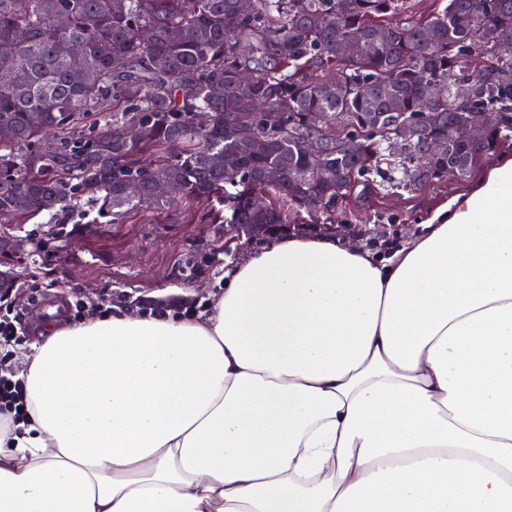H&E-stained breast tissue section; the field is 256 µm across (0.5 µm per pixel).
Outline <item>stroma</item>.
I'll list each match as a JSON object with an SVG mask.
<instances>
[{
    "mask_svg": "<svg viewBox=\"0 0 512 512\" xmlns=\"http://www.w3.org/2000/svg\"><path fill=\"white\" fill-rule=\"evenodd\" d=\"M491 163L479 159L470 176L450 178L419 192L386 182L355 192L336 211L337 236L353 235L366 247L386 250L409 226L464 192ZM208 202L132 215L122 224L68 219L59 239L27 260L28 277L12 304L0 307L15 324L16 344L39 339L47 311L61 307L69 321L88 316L89 306H121L142 312L153 305L203 310L210 293L224 285L233 256L222 249L223 229L210 223Z\"/></svg>",
    "mask_w": 512,
    "mask_h": 512,
    "instance_id": "obj_1",
    "label": "stroma"
}]
</instances>
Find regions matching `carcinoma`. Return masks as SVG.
<instances>
[{"label":"carcinoma","instance_id":"carcinoma-1","mask_svg":"<svg viewBox=\"0 0 512 512\" xmlns=\"http://www.w3.org/2000/svg\"><path fill=\"white\" fill-rule=\"evenodd\" d=\"M350 36L364 43L355 58L342 54ZM509 37L512 0H445L424 18L401 0H253L246 15L238 0H0V43L15 48L0 55L15 81L0 86V223L82 216L89 205L122 224L216 198L214 223L260 237L290 228L303 201L311 222H331L336 198L385 166L409 192L465 178L505 137L493 121L477 142L461 127L469 113L512 111V58L494 52ZM65 39L84 54L61 58ZM425 82L439 89L429 105ZM457 84L471 88L464 104ZM311 112L323 130L307 125ZM388 120L409 132L399 157ZM429 138L448 144L432 161ZM226 154L231 171L217 163ZM128 182L138 196L123 194ZM257 192L264 210L251 207Z\"/></svg>","mask_w":512,"mask_h":512}]
</instances>
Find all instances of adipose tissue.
<instances>
[{"label": "adipose tissue", "instance_id": "ef3b65f1", "mask_svg": "<svg viewBox=\"0 0 512 512\" xmlns=\"http://www.w3.org/2000/svg\"><path fill=\"white\" fill-rule=\"evenodd\" d=\"M14 357L0 512H512V156L387 252L276 236Z\"/></svg>", "mask_w": 512, "mask_h": 512}]
</instances>
